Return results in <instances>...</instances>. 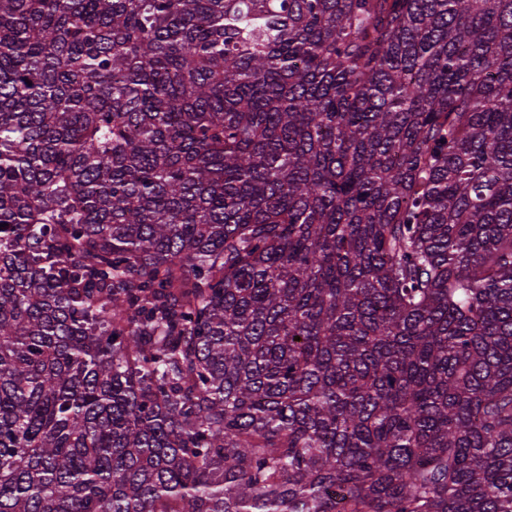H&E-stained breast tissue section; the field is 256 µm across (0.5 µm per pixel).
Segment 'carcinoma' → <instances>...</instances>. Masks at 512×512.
I'll return each mask as SVG.
<instances>
[{"mask_svg":"<svg viewBox=\"0 0 512 512\" xmlns=\"http://www.w3.org/2000/svg\"><path fill=\"white\" fill-rule=\"evenodd\" d=\"M0 512H512V0H0Z\"/></svg>","mask_w":512,"mask_h":512,"instance_id":"1","label":"carcinoma"}]
</instances>
